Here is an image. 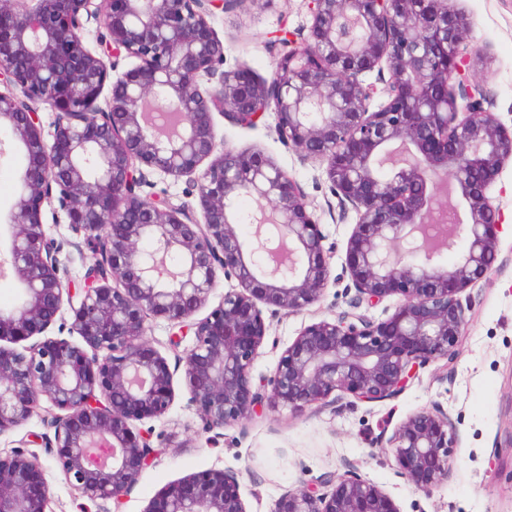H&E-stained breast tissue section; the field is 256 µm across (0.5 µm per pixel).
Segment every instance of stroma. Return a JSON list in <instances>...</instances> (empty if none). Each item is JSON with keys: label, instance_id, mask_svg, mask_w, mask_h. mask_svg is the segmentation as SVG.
Instances as JSON below:
<instances>
[{"label": "stroma", "instance_id": "obj_1", "mask_svg": "<svg viewBox=\"0 0 512 512\" xmlns=\"http://www.w3.org/2000/svg\"><path fill=\"white\" fill-rule=\"evenodd\" d=\"M472 22L470 50L487 53L480 70L489 109L512 128V0H451ZM210 21L224 44V66L256 78H270L282 51L281 31L299 35L310 23L307 0H231ZM218 142L240 151H259L302 187L325 243L334 257L321 299L307 311L266 313L269 327L252 375L273 374L282 351L308 325L363 314L381 320L396 308L391 296L370 308L357 300L345 271L346 242L358 221L353 208H342L319 161L283 145L274 132V115L266 113L256 128L236 126L229 116L213 115ZM487 195L501 215L499 254L485 280L467 288L470 309L459 352L448 364H432L398 398L360 402L346 396L336 404L295 414L265 408L257 416L226 429H207L189 400L182 381H175L174 400L160 418L142 423L151 433V462L121 501L79 497L66 481L51 444L60 412L44 403L22 426L0 434V451L36 456L49 485L47 512H147L151 499L185 477L209 469L236 473L247 512H273L276 501L301 480L356 469L388 492L399 512H512V163H505ZM47 237L61 247L60 275L79 287L86 270L99 259L76 235L65 217L44 207ZM448 409L459 443L447 480L428 491L416 489L397 472L386 435L408 415L433 405Z\"/></svg>", "mask_w": 512, "mask_h": 512}]
</instances>
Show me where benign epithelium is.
Masks as SVG:
<instances>
[{"label": "benign epithelium", "mask_w": 512, "mask_h": 512, "mask_svg": "<svg viewBox=\"0 0 512 512\" xmlns=\"http://www.w3.org/2000/svg\"><path fill=\"white\" fill-rule=\"evenodd\" d=\"M231 0H0V129L24 164L0 253L20 284L0 312V342L43 334L63 304L84 346L46 338L21 351L0 345V434L46 401L64 411L54 456L81 496L118 501L150 461V439L133 422L161 417L182 371L192 402L212 428L236 425L268 404L294 412L349 395L398 398L430 364L458 353L467 327L462 293L487 278L498 256L499 209L487 190L512 161V130L484 108L471 26L448 0H309L300 39L282 38L271 77L222 70L224 43L209 21ZM100 21L109 39L93 52L83 31ZM135 60L109 80L104 58ZM388 72L382 89L363 83ZM206 84H201V80ZM108 96H103L105 86ZM384 101L373 105L377 92ZM36 103L55 114L44 139ZM279 141L322 161L341 205L359 214L345 268L361 300L399 297L395 311L320 320L284 349L266 383L252 367L267 337L264 310L300 313L318 302L333 251L305 194L262 152L218 148L212 114L255 128L268 109ZM396 145L412 159L389 177L383 158ZM194 178L203 220L190 206L136 192L145 171ZM460 190L464 211L448 198ZM251 198L257 228L278 245L249 247L236 203ZM57 202L101 262L74 291L60 276L59 249L42 208ZM465 247L451 263L443 251ZM149 242L151 249L140 247ZM238 287L195 318L216 268ZM162 318L192 333L175 365L145 338ZM439 405L415 412L387 439L398 473L419 490L448 477L458 445ZM49 488L38 459L0 454V504L46 512ZM148 512H246L236 474L202 471L174 483ZM273 512H399L358 471L304 480Z\"/></svg>", "instance_id": "benign-epithelium-1"}]
</instances>
